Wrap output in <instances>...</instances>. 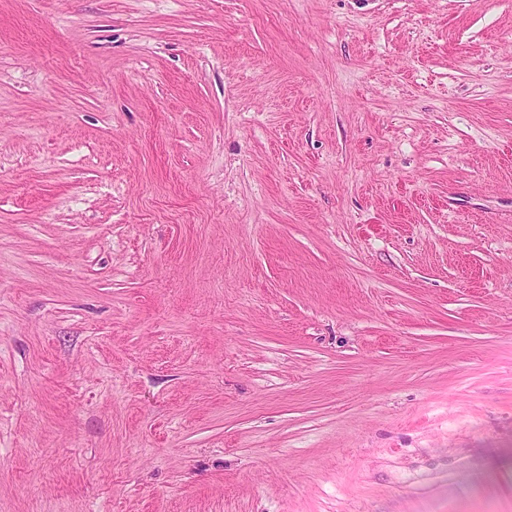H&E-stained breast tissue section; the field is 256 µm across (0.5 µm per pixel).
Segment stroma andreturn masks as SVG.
I'll return each instance as SVG.
<instances>
[{
    "label": "stroma",
    "instance_id": "obj_1",
    "mask_svg": "<svg viewBox=\"0 0 512 512\" xmlns=\"http://www.w3.org/2000/svg\"><path fill=\"white\" fill-rule=\"evenodd\" d=\"M0 512H512V0H0Z\"/></svg>",
    "mask_w": 512,
    "mask_h": 512
}]
</instances>
